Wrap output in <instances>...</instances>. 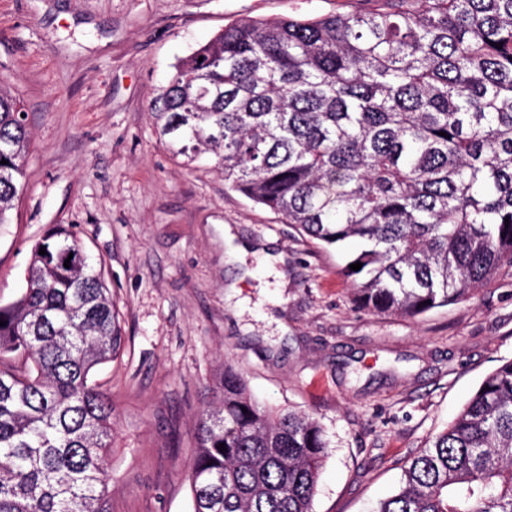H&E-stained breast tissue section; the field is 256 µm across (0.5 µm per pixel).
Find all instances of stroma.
Instances as JSON below:
<instances>
[{
  "instance_id": "1",
  "label": "stroma",
  "mask_w": 512,
  "mask_h": 512,
  "mask_svg": "<svg viewBox=\"0 0 512 512\" xmlns=\"http://www.w3.org/2000/svg\"><path fill=\"white\" fill-rule=\"evenodd\" d=\"M366 7L0 0V86L31 137L24 191L0 224V305L22 293L31 247L55 225L103 268L124 336L92 377L114 407L111 512H190L194 423L224 362L259 402L324 428L314 512H372L512 358L511 279L416 318L359 309L340 273L355 244L322 248L160 134L152 108L176 65L227 25Z\"/></svg>"
}]
</instances>
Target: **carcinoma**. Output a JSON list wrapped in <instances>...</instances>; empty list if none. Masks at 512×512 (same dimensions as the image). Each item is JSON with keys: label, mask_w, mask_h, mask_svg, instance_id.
Listing matches in <instances>:
<instances>
[{"label": "carcinoma", "mask_w": 512, "mask_h": 512, "mask_svg": "<svg viewBox=\"0 0 512 512\" xmlns=\"http://www.w3.org/2000/svg\"><path fill=\"white\" fill-rule=\"evenodd\" d=\"M154 112L175 155H211L326 246L360 242L342 274L362 309L416 317L512 276V0L243 18L175 67ZM22 114L0 88V224L24 187ZM0 321V512H110L112 398L91 377L123 336L72 232L32 248ZM195 437L192 512H312L322 426L253 400L228 362ZM376 512H512L511 358Z\"/></svg>", "instance_id": "obj_1"}]
</instances>
